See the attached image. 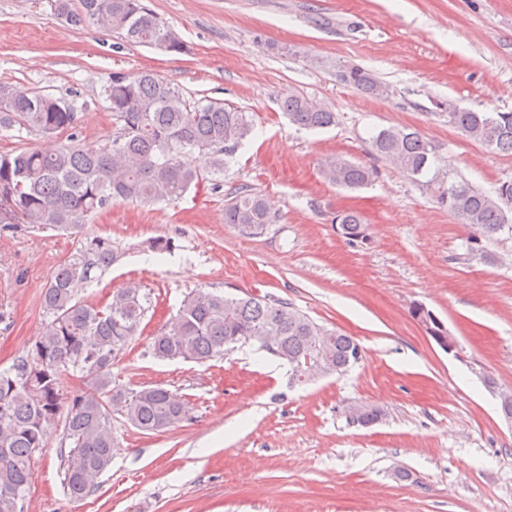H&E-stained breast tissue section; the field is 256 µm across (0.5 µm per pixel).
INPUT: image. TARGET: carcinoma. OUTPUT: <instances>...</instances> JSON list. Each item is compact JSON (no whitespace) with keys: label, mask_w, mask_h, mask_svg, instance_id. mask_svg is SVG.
Wrapping results in <instances>:
<instances>
[{"label":"carcinoma","mask_w":512,"mask_h":512,"mask_svg":"<svg viewBox=\"0 0 512 512\" xmlns=\"http://www.w3.org/2000/svg\"><path fill=\"white\" fill-rule=\"evenodd\" d=\"M55 12L75 29L94 21L129 44L180 53L184 44L143 0H55ZM346 85L372 97L389 87L372 73L352 66L341 71ZM115 121L112 142L101 147L76 141L53 152L21 148L0 154V208L13 224L53 230L73 229L92 214L120 201L159 202L181 197L207 177L224 174L227 157L251 135V117L223 104L188 102L170 83L151 72L115 73L103 89ZM290 124L326 128L336 114L300 95L280 101ZM449 123L483 147L512 154V112H476L448 107ZM77 125V112L62 98L10 83H0V132L24 130L54 136ZM209 155L205 172L186 166L184 154ZM373 153L417 180L430 169L438 145L417 132L390 127L372 138ZM323 175L330 183L358 189L377 175L374 167L339 157L327 161ZM436 202L458 217L468 230L472 251L482 241L512 232V180L492 198L453 176L434 174L422 182ZM341 237L352 246L368 241L367 225L354 211L336 213ZM224 223L260 234L275 223L266 198L240 188L224 205ZM117 260L112 242L93 239L89 247L60 263L42 292V308L51 317L42 336L8 369L0 370V512H25L31 462L46 447L47 428L65 416L63 484L74 498L89 495L112 463L117 448L112 413L146 433L159 432L188 418L184 402L161 384L129 388L113 377L112 368L137 335L150 297L131 284L103 306L78 297ZM251 344L286 362L295 382L302 366L321 374H342L356 365V340L320 325L291 304L248 295L232 298L197 290L183 300L178 313L148 343L161 360L203 363L218 359L236 345ZM74 368L90 377L95 388L66 396L59 378Z\"/></svg>","instance_id":"obj_1"}]
</instances>
